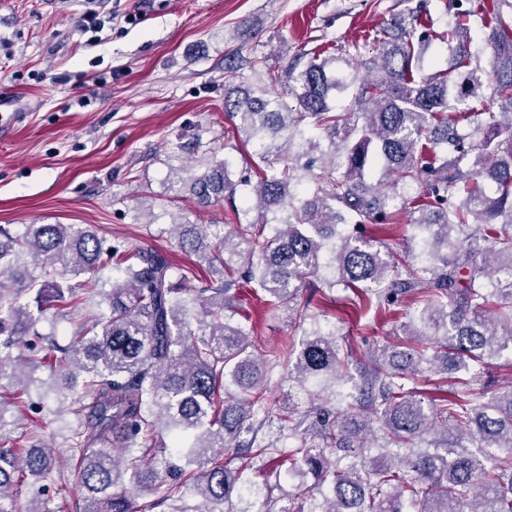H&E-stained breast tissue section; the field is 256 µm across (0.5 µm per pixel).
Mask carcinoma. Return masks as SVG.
Wrapping results in <instances>:
<instances>
[{
	"mask_svg": "<svg viewBox=\"0 0 512 512\" xmlns=\"http://www.w3.org/2000/svg\"><path fill=\"white\" fill-rule=\"evenodd\" d=\"M504 5L512 10V0H497L493 10L461 11L490 32V77L471 52L467 22L448 28L451 66L422 74L426 39L416 30L428 33L432 17L418 10L377 31L376 56L359 60L362 77L334 67L347 54L342 45L336 56L288 67L293 112L235 84L239 66L227 63L224 111L239 119L260 162L282 168L258 173L253 185L214 161L191 179L202 204L250 187L227 232L173 225L180 247L202 254L205 267L177 269L157 250L108 245L74 224H30L21 234L0 226V512H13L18 479L41 482L53 471L50 448L17 446L16 418L4 406L11 393L15 406L33 409L22 396L47 362L83 374L72 398L83 490L75 512H249L237 506L253 492L246 470L265 481L311 475L318 487L330 484L260 512H512V385L489 395L478 374L446 389L416 379L424 363L450 374L484 370L512 350V14ZM347 92L355 112L337 111ZM496 100L509 109L474 111ZM314 153L325 161L305 187L309 164L300 159ZM402 214L414 230L406 258L361 232ZM216 267L219 279L202 273ZM111 268L119 275L107 290ZM254 283L302 329L300 347L259 350L242 312ZM304 283L343 288L357 315L399 308L407 297L423 306L403 314V349H379L363 367L336 328H323L299 302ZM26 292L33 302H20ZM84 294L100 296L105 310L69 346L45 341L40 318L65 313ZM269 365L301 385L357 378V395L301 411L288 393L269 398ZM260 411L278 424L264 443L253 432ZM248 432L244 447L224 454ZM143 437L154 444L116 460ZM290 438L301 446L287 450ZM242 453L249 462L234 465ZM187 486L199 498L192 508Z\"/></svg>",
	"mask_w": 512,
	"mask_h": 512,
	"instance_id": "obj_1",
	"label": "carcinoma"
}]
</instances>
